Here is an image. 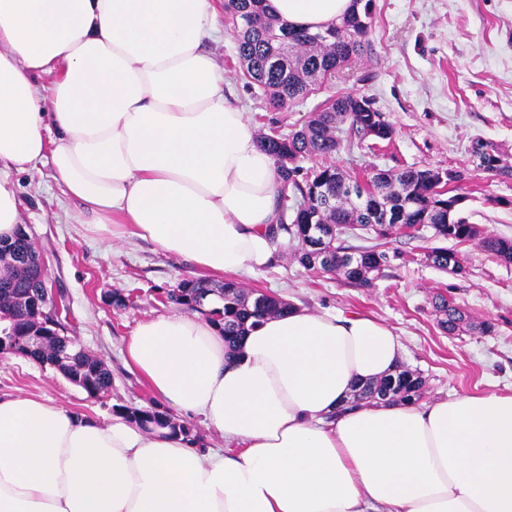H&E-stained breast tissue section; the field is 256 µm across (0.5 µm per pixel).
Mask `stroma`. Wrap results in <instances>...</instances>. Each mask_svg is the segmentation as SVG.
<instances>
[{
	"instance_id": "35a3bbf8",
	"label": "stroma",
	"mask_w": 512,
	"mask_h": 512,
	"mask_svg": "<svg viewBox=\"0 0 512 512\" xmlns=\"http://www.w3.org/2000/svg\"><path fill=\"white\" fill-rule=\"evenodd\" d=\"M373 12L361 58L282 110L271 108L261 89L241 77L232 31L207 47L224 69L225 93L258 133L288 135L339 93L369 97L393 126L392 140L375 152L341 150L333 158L337 166L359 175L407 167L463 171L461 215L482 233L512 238V207L487 202L491 196L512 200V179L487 176L469 153L471 139L480 136L512 165V0H373ZM13 181L22 224L45 262L63 332L106 364L112 390L94 400L53 369L0 354V397L46 398L102 421L112 418L115 407L149 405L154 400L149 387L124 363L127 338L143 320L174 312L164 291L195 278V269L146 241L115 249L92 238L83 227L87 216L81 204L63 194L50 159L14 174ZM343 241L353 247L378 243L392 254L374 287L313 274L287 246L263 273L241 283L313 311L360 312L384 321L405 347L403 365L424 378V400L512 388V264L470 242L458 247L466 275L442 272L424 261L425 251L438 244L428 230L398 231L381 241L374 232L361 231ZM115 293L130 296V303L113 306ZM438 294L469 315L471 326L444 333L432 306ZM484 320L494 323V332L478 330Z\"/></svg>"
}]
</instances>
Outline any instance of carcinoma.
I'll use <instances>...</instances> for the list:
<instances>
[{
    "label": "carcinoma",
    "mask_w": 512,
    "mask_h": 512,
    "mask_svg": "<svg viewBox=\"0 0 512 512\" xmlns=\"http://www.w3.org/2000/svg\"><path fill=\"white\" fill-rule=\"evenodd\" d=\"M371 3L366 0L363 10L356 9L319 31L295 29L280 21L266 10L264 0H226L224 20L235 32L243 76L264 90L269 105L285 109L317 91L364 54L373 24ZM344 125L360 139L386 141L393 135L391 124L368 98L343 93L326 101L294 133L259 137L261 148L276 164L278 229L297 241L294 257L304 268L336 273L352 285L370 288L390 264L389 254L374 247H346L341 237L356 230H372L384 237L396 230L418 232L424 228L431 229L434 238L457 245L478 238L486 252L512 263V239L482 237L476 225L459 215L462 197L448 194L446 186L463 181L462 172L411 167L377 171L362 181L326 162L354 145L353 140L340 136ZM470 155L477 169L494 177L512 178V166L503 163L497 148L484 139L472 140ZM302 161L313 162L309 171H304ZM424 258L438 269L465 273L459 252L452 248L433 247ZM39 267L38 251L25 231L13 242L0 245V343L7 353L14 351L59 371L91 399L108 395L112 375L105 363L75 339L61 334L58 323L44 313L52 299ZM252 295L232 280L219 288L202 280H184L167 292V299L185 310L210 316L222 325L224 338L233 347L249 326L291 307L265 294V304L258 308ZM212 296L222 301L221 309H204ZM432 305L442 315V329L452 333L464 323V313L443 295H436ZM423 388L422 377L401 365L395 372L363 384L355 397L396 404L419 400ZM115 412L136 422H156L190 433L153 403L141 408L117 406Z\"/></svg>",
    "instance_id": "1"
}]
</instances>
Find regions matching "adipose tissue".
<instances>
[{
  "label": "adipose tissue",
  "mask_w": 512,
  "mask_h": 512,
  "mask_svg": "<svg viewBox=\"0 0 512 512\" xmlns=\"http://www.w3.org/2000/svg\"><path fill=\"white\" fill-rule=\"evenodd\" d=\"M215 0H0V240L12 175L50 158L85 229L218 277L277 257L279 184L205 44ZM313 31L354 0H267ZM52 76L50 97L36 77ZM403 346L360 313L292 308L228 350L195 312L140 323L127 363L162 405L231 446L0 398V512H512V393L349 406Z\"/></svg>",
  "instance_id": "1"
}]
</instances>
